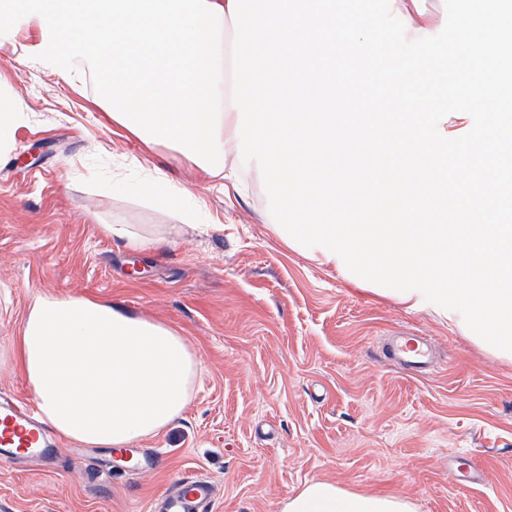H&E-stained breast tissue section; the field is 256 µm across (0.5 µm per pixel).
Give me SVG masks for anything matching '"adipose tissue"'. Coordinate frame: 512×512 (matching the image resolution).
I'll return each instance as SVG.
<instances>
[{"label":"adipose tissue","mask_w":512,"mask_h":512,"mask_svg":"<svg viewBox=\"0 0 512 512\" xmlns=\"http://www.w3.org/2000/svg\"><path fill=\"white\" fill-rule=\"evenodd\" d=\"M20 37L32 66L95 79L113 125L225 195L241 169L263 174L286 247L512 361V175L495 164L512 152V0H0V42ZM450 56L463 69L443 85ZM397 84L410 94L384 96ZM374 98L380 111H356ZM348 148L368 165L337 164ZM14 353L57 435L102 448L167 430L202 370L179 330L84 296L38 295ZM281 512L414 508L314 481Z\"/></svg>","instance_id":"obj_1"}]
</instances>
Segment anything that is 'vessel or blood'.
<instances>
[{
	"label": "vessel or blood",
	"instance_id": "obj_1",
	"mask_svg": "<svg viewBox=\"0 0 512 512\" xmlns=\"http://www.w3.org/2000/svg\"><path fill=\"white\" fill-rule=\"evenodd\" d=\"M391 358L404 369L423 373L431 369V348L426 337H397L388 349ZM46 431L42 422L23 404L0 403V457L24 459L52 455L46 447ZM213 483L202 476L183 478L171 487L160 504L162 512H207L214 500Z\"/></svg>",
	"mask_w": 512,
	"mask_h": 512
}]
</instances>
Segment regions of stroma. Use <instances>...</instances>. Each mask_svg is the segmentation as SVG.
Returning a JSON list of instances; mask_svg holds the SVG:
<instances>
[{"label": "stroma", "instance_id": "1", "mask_svg": "<svg viewBox=\"0 0 512 512\" xmlns=\"http://www.w3.org/2000/svg\"><path fill=\"white\" fill-rule=\"evenodd\" d=\"M0 82L28 115L0 153V388L33 396L8 347L47 292L177 328L203 364L182 416L133 456L62 438L54 464L0 460V512H151L191 474L213 482L211 512H281L316 480L416 512H512L511 361L286 248L269 230L262 174L226 199L167 148L143 153L88 89L8 43ZM157 170L181 202L144 195ZM106 224L164 244L131 251ZM407 331L431 340L433 371L387 359L384 337Z\"/></svg>", "mask_w": 512, "mask_h": 512}]
</instances>
